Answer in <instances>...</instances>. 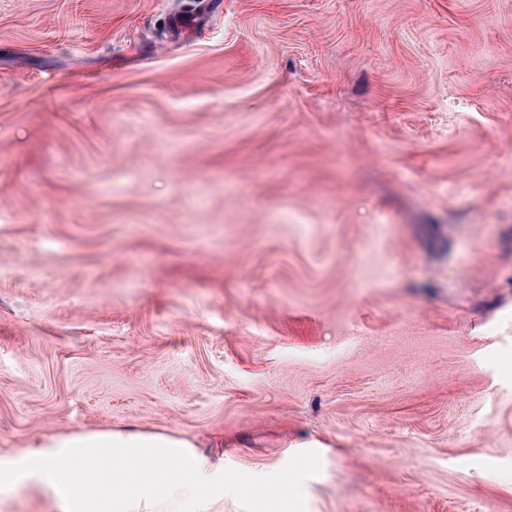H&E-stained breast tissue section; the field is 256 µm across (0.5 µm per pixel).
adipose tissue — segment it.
Listing matches in <instances>:
<instances>
[{"instance_id":"1","label":"adipose tissue","mask_w":512,"mask_h":512,"mask_svg":"<svg viewBox=\"0 0 512 512\" xmlns=\"http://www.w3.org/2000/svg\"><path fill=\"white\" fill-rule=\"evenodd\" d=\"M219 470L174 435L69 432L0 461V492L38 485L60 512H211L208 489Z\"/></svg>"}]
</instances>
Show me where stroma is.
I'll return each instance as SVG.
<instances>
[{
  "label": "stroma",
  "mask_w": 512,
  "mask_h": 512,
  "mask_svg": "<svg viewBox=\"0 0 512 512\" xmlns=\"http://www.w3.org/2000/svg\"><path fill=\"white\" fill-rule=\"evenodd\" d=\"M123 428L512 512V0H0V457Z\"/></svg>",
  "instance_id": "obj_1"
}]
</instances>
